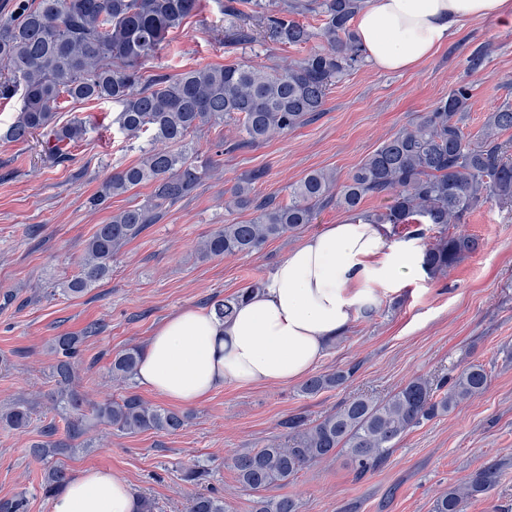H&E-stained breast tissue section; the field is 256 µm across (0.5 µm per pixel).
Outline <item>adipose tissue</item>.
Masks as SVG:
<instances>
[{
	"label": "adipose tissue",
	"mask_w": 512,
	"mask_h": 512,
	"mask_svg": "<svg viewBox=\"0 0 512 512\" xmlns=\"http://www.w3.org/2000/svg\"><path fill=\"white\" fill-rule=\"evenodd\" d=\"M472 19L511 23L512 0H369L357 34L375 67L405 72ZM420 270V248L386 247L377 225L354 218L326 225L295 246L231 319L203 306L166 318L146 342L136 379L167 400L194 405L227 385L304 378L359 313ZM138 510L126 479L93 467L51 501V512Z\"/></svg>",
	"instance_id": "1"
}]
</instances>
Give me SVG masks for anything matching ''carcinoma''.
<instances>
[{
	"mask_svg": "<svg viewBox=\"0 0 512 512\" xmlns=\"http://www.w3.org/2000/svg\"><path fill=\"white\" fill-rule=\"evenodd\" d=\"M199 2L13 0L11 9L0 16V100L20 102L0 140L25 141L46 130L45 161H68L69 149L83 139L86 125L81 120L55 123L62 97L74 103H111L117 107L113 123L126 137L150 134L140 147L139 163L107 175L90 204L100 206L143 183L152 187L150 198L98 225L86 243L78 273L60 284L66 295H82L106 280L121 249L156 223L163 207L176 204L202 184L208 169L191 160L192 136L201 128L235 124L239 148L294 130L313 121L331 87L364 63L353 20L365 0H224V16L242 15V8H249L247 17L272 42L300 47L317 40L321 48L279 68L232 64L143 78V62L158 54L166 35L182 27ZM305 14L322 17V25L312 27L297 20ZM470 98L466 84L450 91L419 121L379 145L339 187L334 174L320 169L291 187L288 202L258 200L253 186L266 171L250 172L231 188L228 207L251 209L254 217L220 226L199 243L198 257L251 253L312 223L315 209L334 200L356 218L391 226L394 234L406 224L429 225L435 241L423 250L422 267L432 277L445 275L481 246L477 236L448 235V225L461 223L492 197L512 207V143L500 140L501 133L512 129V106L488 113L479 139L473 141L463 131ZM368 197L384 204L365 211L361 204ZM260 286L257 281L214 302L217 316L231 318L245 295ZM82 343L83 337L64 333L51 345L52 375L61 386L58 407L65 427L61 435L56 422L47 423L42 440L31 447L32 456L44 465L40 488L46 498L68 482L53 458L76 451L75 441L86 433L81 409L87 400L69 390ZM141 355V349L131 347L112 358V379L126 392L117 400L93 404V416L127 434L182 429L189 415L152 406L131 391L129 381ZM350 377L348 369L318 374L302 384L301 393L316 396L344 386ZM489 384L485 366L470 363L448 382L415 377L384 399L355 396L316 422L295 414L284 422L285 439L245 448L231 464L240 484L258 494L255 512H300L297 499L267 497L263 492L340 454L360 477L382 464L408 431L481 397ZM30 420L31 407L25 401L0 410L3 428L22 431ZM208 477L203 465L183 469L182 480L193 486ZM498 478L497 465L481 468L467 482L440 492L433 512H463L467 500L489 493ZM186 512H228V508L224 497L211 489L191 495Z\"/></svg>",
	"mask_w": 512,
	"mask_h": 512,
	"instance_id": "obj_1",
	"label": "carcinoma"
}]
</instances>
